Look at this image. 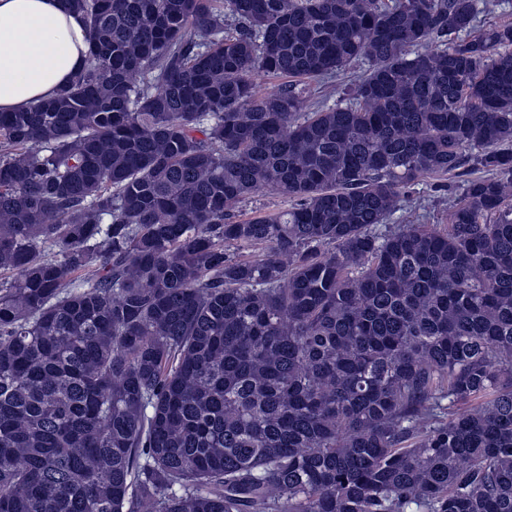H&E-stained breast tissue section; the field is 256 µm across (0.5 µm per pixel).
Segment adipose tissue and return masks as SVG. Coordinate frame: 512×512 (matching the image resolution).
Returning <instances> with one entry per match:
<instances>
[{
  "label": "adipose tissue",
  "mask_w": 512,
  "mask_h": 512,
  "mask_svg": "<svg viewBox=\"0 0 512 512\" xmlns=\"http://www.w3.org/2000/svg\"><path fill=\"white\" fill-rule=\"evenodd\" d=\"M87 50L84 18L66 0H0V112L56 96Z\"/></svg>",
  "instance_id": "1"
}]
</instances>
